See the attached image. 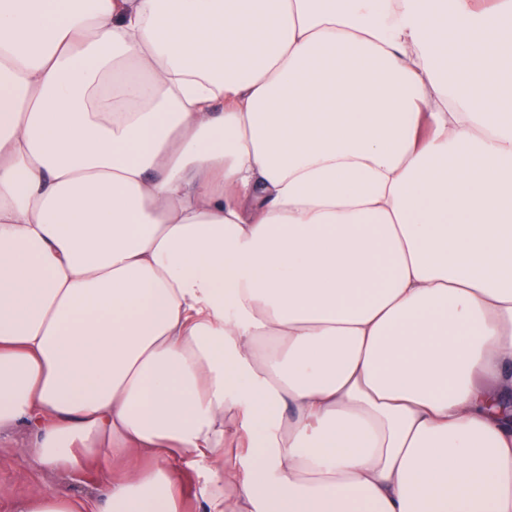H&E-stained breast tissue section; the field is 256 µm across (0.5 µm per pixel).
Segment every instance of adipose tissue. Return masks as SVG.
<instances>
[{"instance_id":"1","label":"adipose tissue","mask_w":512,"mask_h":512,"mask_svg":"<svg viewBox=\"0 0 512 512\" xmlns=\"http://www.w3.org/2000/svg\"><path fill=\"white\" fill-rule=\"evenodd\" d=\"M84 508L512 512V0H0V435ZM34 439V431L24 424L7 437L1 435V501L41 490H63L81 500H94L102 495L112 476V460L100 458L69 472L39 469L21 453V448L29 446ZM177 468L184 472L183 476L189 490L190 502L188 512H200L201 499L199 490L204 481L203 476H199L195 470L185 466L184 464L178 465Z\"/></svg>"}]
</instances>
